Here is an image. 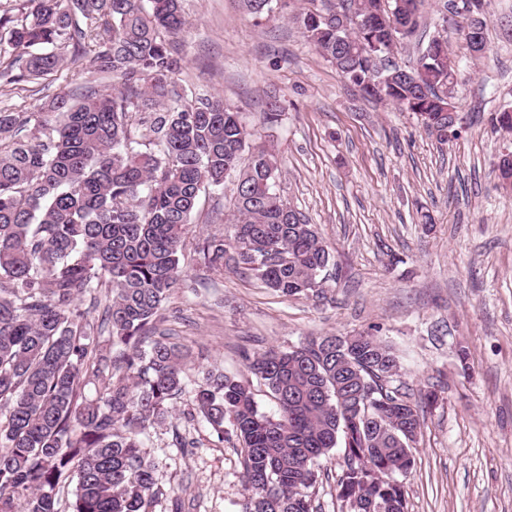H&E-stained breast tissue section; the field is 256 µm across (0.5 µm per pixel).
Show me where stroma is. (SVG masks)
<instances>
[{"instance_id":"1","label":"stroma","mask_w":512,"mask_h":512,"mask_svg":"<svg viewBox=\"0 0 512 512\" xmlns=\"http://www.w3.org/2000/svg\"><path fill=\"white\" fill-rule=\"evenodd\" d=\"M439 5L423 0L421 27L398 44L393 62L415 64L439 23ZM182 7L191 26L178 37L179 83L220 94L255 142L273 145L278 194L317 225L342 269L328 278L326 300L315 303L186 260L168 327L192 349L196 367L239 379L249 376L241 349H284L308 336L377 327L398 351V379L412 400L437 394L421 415L405 480L408 512H512V191L494 171L512 139L488 121L512 102V0L488 2L483 59H472L464 41L452 42L463 123L460 136L445 142L412 113L349 85L294 22L301 0H273L275 16L262 23L240 0H183ZM62 73L25 92L0 79V108L35 111L68 77L112 86L86 59L67 62ZM272 97L282 120L269 129L262 112ZM233 202L229 180L201 195L189 239L222 233ZM189 401L181 396L172 424L150 430L146 452L159 463L155 512H171L175 501L181 512H240L239 448L218 443L201 422L190 428L195 447L172 443ZM344 467L340 448L321 460L314 512H340Z\"/></svg>"}]
</instances>
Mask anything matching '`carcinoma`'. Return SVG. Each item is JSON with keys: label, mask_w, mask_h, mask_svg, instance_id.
Returning a JSON list of instances; mask_svg holds the SVG:
<instances>
[{"label": "carcinoma", "mask_w": 512, "mask_h": 512, "mask_svg": "<svg viewBox=\"0 0 512 512\" xmlns=\"http://www.w3.org/2000/svg\"><path fill=\"white\" fill-rule=\"evenodd\" d=\"M25 2L19 16L0 12V76L13 85L55 76L70 54L90 58L113 87L82 83L38 112L0 109V512H60L72 481V512H154L159 464L145 440L187 392L186 355L163 323L200 194L238 171L224 234L194 248L208 270L321 300V274L340 265L316 225L276 193L277 157L250 145L239 113L218 95L178 88L181 0ZM242 2L256 18L272 11L273 0ZM411 2L402 14L397 0H338L296 21L350 84L446 142L458 71L449 45L455 36L472 48L469 16H448L453 0L413 75L387 67L383 81L365 64L415 34L420 0ZM490 124L512 132V111L491 113ZM87 294L96 317L78 303ZM242 354L277 414L260 409L250 381L215 368L185 413L241 446L242 512H313L316 466L339 446L347 512H407L397 476L413 467L435 394L421 405L394 386L393 346L367 331Z\"/></svg>", "instance_id": "cac0c4a2"}]
</instances>
